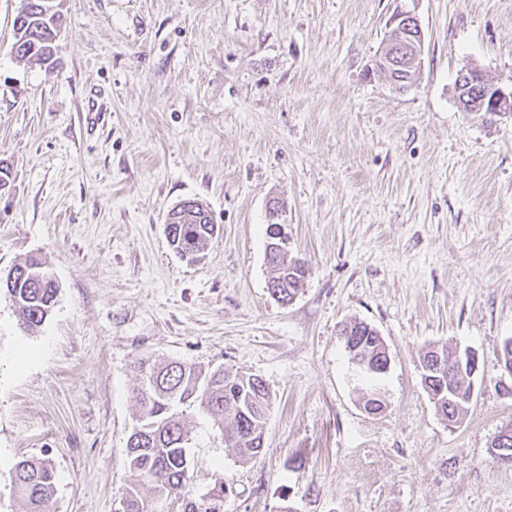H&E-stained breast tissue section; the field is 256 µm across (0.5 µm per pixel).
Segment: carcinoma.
<instances>
[{"instance_id":"obj_1","label":"carcinoma","mask_w":512,"mask_h":512,"mask_svg":"<svg viewBox=\"0 0 512 512\" xmlns=\"http://www.w3.org/2000/svg\"><path fill=\"white\" fill-rule=\"evenodd\" d=\"M63 25L59 9H50L49 0H26L14 19L15 41L11 52L30 65L53 63L56 40ZM198 201L185 211L183 222L167 232L171 247L180 256L199 259L220 225L206 217ZM269 284L277 300L290 302L305 278L304 263L285 257L270 262ZM13 279L0 281V290L18 309L23 324L36 327L49 317L55 304L57 286L44 262L28 257L12 266ZM359 342L374 363L386 361L376 329L353 321ZM140 385L137 389L138 415L127 441L126 465L131 481L123 488L128 512H158L156 504L174 496L182 500L183 512H224L226 485L219 481L203 494L193 489L195 467L190 456V436L184 412L196 409L213 421L222 442L235 449L243 463L256 457L263 445L264 425L271 395L263 379L222 364L211 367L180 360L159 363L149 357L137 360ZM449 390L457 403L469 397L470 383L448 366ZM56 488V473L46 458H30L15 465L13 492L25 512H50ZM153 491L149 497L145 491Z\"/></svg>"}]
</instances>
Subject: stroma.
Returning a JSON list of instances; mask_svg holds the SVG:
<instances>
[{
    "instance_id": "35a3bbf8",
    "label": "stroma",
    "mask_w": 512,
    "mask_h": 512,
    "mask_svg": "<svg viewBox=\"0 0 512 512\" xmlns=\"http://www.w3.org/2000/svg\"><path fill=\"white\" fill-rule=\"evenodd\" d=\"M22 0H0V269L29 256L58 285L28 330L0 293V512H23L15 464L49 459L51 512H115L131 476L136 360L261 377L264 448L241 463L211 419H184L195 491L224 512H512V119L462 111L480 68L512 87V0H60L54 61L10 52ZM411 12L425 38L411 89L375 60ZM201 202L221 227L203 258L165 216ZM308 274L269 293L268 207ZM374 326L387 407L339 337ZM438 342L485 381L448 425L422 384Z\"/></svg>"
}]
</instances>
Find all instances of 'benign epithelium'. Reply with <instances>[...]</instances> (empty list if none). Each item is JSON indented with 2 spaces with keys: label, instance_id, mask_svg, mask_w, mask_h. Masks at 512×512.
Wrapping results in <instances>:
<instances>
[{
  "label": "benign epithelium",
  "instance_id": "obj_1",
  "mask_svg": "<svg viewBox=\"0 0 512 512\" xmlns=\"http://www.w3.org/2000/svg\"><path fill=\"white\" fill-rule=\"evenodd\" d=\"M395 41L388 42L376 60V67L390 73L393 66H401L411 71L421 68L424 55V35L418 33L405 50L404 57H399L394 48ZM457 100L465 112H474L486 117L512 118V90L507 92L495 82L489 80L483 71L476 67H467L460 71L456 79ZM288 251V236L282 224L272 226L268 252L274 254ZM451 360L455 361L461 372L475 379L478 361L475 352L455 348L451 350Z\"/></svg>",
  "mask_w": 512,
  "mask_h": 512
}]
</instances>
